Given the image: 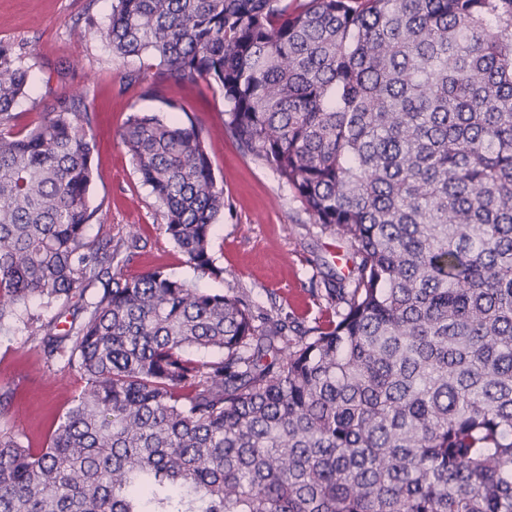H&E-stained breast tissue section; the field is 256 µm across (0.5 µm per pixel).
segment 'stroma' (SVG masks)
I'll return each instance as SVG.
<instances>
[{
    "label": "stroma",
    "instance_id": "1",
    "mask_svg": "<svg viewBox=\"0 0 512 512\" xmlns=\"http://www.w3.org/2000/svg\"><path fill=\"white\" fill-rule=\"evenodd\" d=\"M112 0H0V40L13 45L29 75L14 107L16 129L37 122L55 95L83 96L94 114V179L88 194L97 224L89 237L110 232L113 241L137 238L130 262L118 270L137 276L154 270L213 293L242 298L259 316L310 327L325 318L326 291L353 267L352 251L324 230L272 169L243 156L224 131V94L204 86L165 85L144 98L137 58L112 56L99 36ZM134 112H153L168 123L193 119L206 138L212 167L224 191V210L211 235L220 276L191 267L164 231L162 211L118 133ZM85 380L65 361L46 358L39 335L22 322L0 330V428L26 447H46L55 425Z\"/></svg>",
    "mask_w": 512,
    "mask_h": 512
}]
</instances>
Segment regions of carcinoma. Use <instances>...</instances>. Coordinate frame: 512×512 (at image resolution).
I'll return each mask as SVG.
<instances>
[{
    "instance_id": "cac0c4a2",
    "label": "carcinoma",
    "mask_w": 512,
    "mask_h": 512,
    "mask_svg": "<svg viewBox=\"0 0 512 512\" xmlns=\"http://www.w3.org/2000/svg\"><path fill=\"white\" fill-rule=\"evenodd\" d=\"M102 37L143 97L221 87L226 133L354 274L305 328L110 273L85 101L14 131L28 74L0 42V328L80 297L36 331L86 380L46 447L0 430V512H512V0H115ZM119 136L186 262L222 273L201 129L133 112Z\"/></svg>"
}]
</instances>
